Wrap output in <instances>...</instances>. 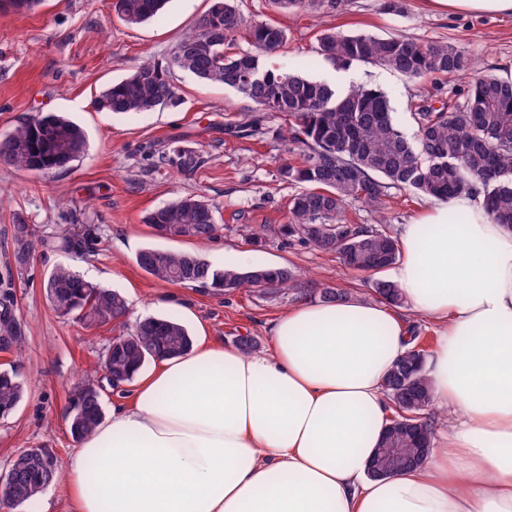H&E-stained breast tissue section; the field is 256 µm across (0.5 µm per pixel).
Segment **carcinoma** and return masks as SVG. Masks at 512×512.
<instances>
[{
	"mask_svg": "<svg viewBox=\"0 0 512 512\" xmlns=\"http://www.w3.org/2000/svg\"><path fill=\"white\" fill-rule=\"evenodd\" d=\"M168 0H115L122 21L138 25L159 16ZM289 12L317 11L341 6L344 0H271ZM246 32L252 51H230L234 37ZM288 40L286 29L267 22H249L231 0H211L195 30L175 46L172 61L196 78L220 83L260 106L254 117L259 128L265 115L288 117L283 138L297 155L280 171L283 180L305 189L288 202V224L281 233L313 249L334 254L350 270L377 274L400 258L397 238L368 224H347L342 213L350 200L360 201L382 215L392 191H410L429 200L478 193L491 218L512 230V84L490 73L474 72V63L447 41H421L403 35L379 37L330 28L318 38V50L336 69L354 64L383 67L410 79L450 78L460 74L471 80L462 88L444 92L435 86L430 96L414 104L411 118L417 126L411 141L398 122L390 95L379 88L352 84L344 91L325 81L274 65L262 55L272 54ZM177 88L168 69L155 63L141 65L133 74L111 83L95 101L100 111L115 114L150 112L162 104L178 103ZM84 130L56 112L37 113L0 136V164L31 172L57 171L60 160L74 165L86 153ZM166 164L181 172L197 170V151L174 146L163 155ZM153 229L208 241L217 232L213 207L199 195L183 196L145 217ZM61 252L82 249L86 241L72 233L43 240ZM13 255L18 266L28 264L35 246L30 224L13 225ZM147 274L188 288L226 292L241 288L261 290L258 273L272 286L296 287V273L288 267L255 266L247 271L218 267L199 255L168 252L153 247L135 257ZM51 307L73 315L86 326L104 325L126 313L124 298L84 279L65 265L56 266L43 282ZM377 299L392 307L406 305L397 286L384 279L373 282ZM349 298L342 288H320L319 299L339 304ZM412 343L394 365L385 390L394 415L374 460L375 476H385L421 464L432 448L438 420L433 414L432 392L425 373L428 352L418 328H409ZM19 334L13 301L0 298V345ZM193 339L174 318L146 317L127 334L114 336L99 362L111 385L132 382L147 362L176 358L188 352ZM24 384L14 371H0V416L9 415L24 396ZM74 438L92 435L104 420L101 394L91 397L80 386L67 409ZM61 472L57 454L20 475L6 492L5 504L33 500L56 483Z\"/></svg>",
	"mask_w": 512,
	"mask_h": 512,
	"instance_id": "obj_1",
	"label": "carcinoma"
}]
</instances>
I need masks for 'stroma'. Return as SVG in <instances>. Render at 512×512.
<instances>
[{
	"label": "stroma",
	"instance_id": "obj_1",
	"mask_svg": "<svg viewBox=\"0 0 512 512\" xmlns=\"http://www.w3.org/2000/svg\"><path fill=\"white\" fill-rule=\"evenodd\" d=\"M399 13L381 0H348L339 11L292 14L269 0H234L247 21H267L288 32L273 63L343 89L367 84L389 92L407 135L416 125L409 112L431 86L389 70L359 64L336 70L318 56V35L326 28L378 36L392 34L452 42L486 72L500 74L512 60V16L448 15L429 11L424 0H401ZM211 0H169L160 20L138 26L121 21L113 0H41L22 14L0 16V135L39 112H62L87 132L83 159L66 172L40 175L0 165V294L13 300L21 336L0 350V368L15 369L25 395L17 409L0 418V472L26 448H51L68 461L74 440L66 408L74 387L93 377L112 337L130 331L146 316L181 321L192 336L215 337L236 347L254 337L267 347L275 321L297 299L290 290L240 289L219 294L161 282L135 262L153 246L200 255L216 266H287L302 284L348 289L352 298L375 302L365 276L348 270L336 256L285 239L288 201L298 186L284 182L279 168L288 157L280 134L285 117L268 119L261 134L239 136L234 126L259 108L235 91L207 84L181 70L171 75L180 101L139 114L97 111L94 101L112 81L144 61L166 66L175 45L193 30ZM197 150L203 166L180 173L161 162L170 146ZM188 194L212 205L218 231L205 242L159 237L143 219L150 211ZM24 222L37 237L67 228H89L85 251L63 253L36 246L30 263L12 260V226ZM261 233L248 242L249 231ZM59 264L119 292L127 302L124 319L88 327L54 312L41 283Z\"/></svg>",
	"mask_w": 512,
	"mask_h": 512
}]
</instances>
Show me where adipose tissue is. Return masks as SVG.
Instances as JSON below:
<instances>
[{
  "instance_id": "adipose-tissue-1",
  "label": "adipose tissue",
  "mask_w": 512,
  "mask_h": 512,
  "mask_svg": "<svg viewBox=\"0 0 512 512\" xmlns=\"http://www.w3.org/2000/svg\"><path fill=\"white\" fill-rule=\"evenodd\" d=\"M400 251L392 282L439 326L426 373L448 427L423 464L368 471L405 320L303 302L269 350L203 336L139 374L77 442L58 512H512V230L454 197L406 225Z\"/></svg>"
}]
</instances>
